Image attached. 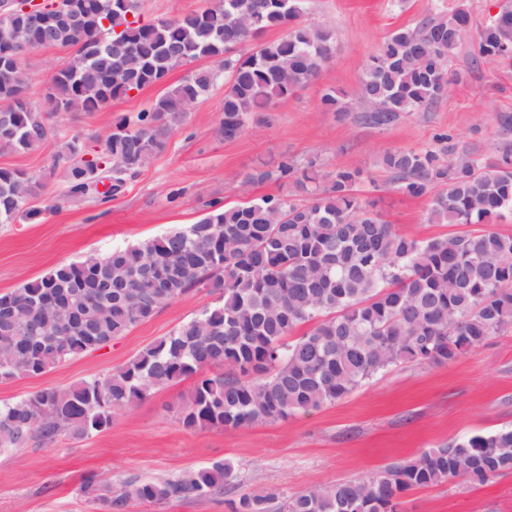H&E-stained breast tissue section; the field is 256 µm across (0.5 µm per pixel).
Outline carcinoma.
<instances>
[{
    "label": "carcinoma",
    "mask_w": 512,
    "mask_h": 512,
    "mask_svg": "<svg viewBox=\"0 0 512 512\" xmlns=\"http://www.w3.org/2000/svg\"><path fill=\"white\" fill-rule=\"evenodd\" d=\"M87 4L78 24L46 38L18 11L0 12L28 52L73 50L46 93L47 110L22 107L23 63H0V150L26 152L57 136L58 112H94L159 85L175 69L222 59L224 101L216 127L239 137L255 114L317 80L332 56V30L301 24L302 0H210L202 11L143 21L129 10L102 15L104 0ZM134 20H129L128 16ZM109 20V26L102 24ZM269 29L277 41L234 50ZM470 34L459 7L416 28L390 32L360 79L358 98L373 126L401 112L426 111L450 90L444 72ZM479 57L512 61V7L479 31ZM213 68L196 67L166 88L135 118L119 117L102 151L84 163L75 137L61 139L67 194L94 191L86 168L100 163L112 195L162 153L187 108L208 94ZM343 91L321 97L326 112H348ZM437 146L387 149L379 158L402 195L428 199L433 224H485L476 233L428 240L394 229L359 194L364 170L342 168L325 178L314 163L282 158L242 184L273 176L286 196L210 205L194 224L147 238L105 256L59 264L40 278L0 294V381L33 377L126 335L168 303L199 288L220 293L202 309L109 374L65 390L44 389L0 404V452L65 430L80 439L110 425L112 409L130 408L181 379L196 378L179 421L187 429L239 428L284 420L348 396L400 363H445L512 328V235L490 224L512 208V148L495 157L460 147L442 135ZM27 172L0 168V223L40 211L13 192L37 196ZM308 329L294 336L297 328ZM221 371L205 373L210 367ZM512 472V425L428 448L369 479L317 485L292 498L274 491L245 493L233 512H397L412 488L454 479L484 483ZM230 465L217 461L177 480L126 483L118 490L88 480L80 493L101 512H125L134 500L164 503L188 495L224 494Z\"/></svg>",
    "instance_id": "1"
}]
</instances>
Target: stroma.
Masks as SVG:
<instances>
[{"label": "stroma", "mask_w": 512, "mask_h": 512, "mask_svg": "<svg viewBox=\"0 0 512 512\" xmlns=\"http://www.w3.org/2000/svg\"><path fill=\"white\" fill-rule=\"evenodd\" d=\"M503 2L303 0L301 21L336 35L333 57L319 79L278 100L232 141L215 134L224 99L223 85H216L190 107L166 150L115 197H68L55 165V141L27 152L0 151V167L24 170L41 184L37 220L0 224V293L58 264L104 255L194 223L208 203L232 205L287 194V185L273 178L241 184L246 174L283 155L315 163L328 175L344 167L364 169L369 177L364 195L378 198L385 219L402 234L430 239L459 233V226L430 223L426 199L398 193L376 159L389 148H423L443 133L484 153L496 150L505 141L496 117L512 113V63L474 59L470 44H462L451 63L462 72L461 82L428 111L400 113L382 127L361 121L364 104L335 114L323 111L320 97L328 88L355 95L367 64L394 29L416 27L462 6L476 32ZM68 57V50L56 47L25 56L27 96L34 108L44 109L52 75ZM161 91L150 86L95 112L60 113L55 121L66 137L78 138L93 153L118 117L149 109ZM216 299L209 289H197L125 336L44 375L0 382V402L104 376ZM193 386V379H183L135 407L113 410L109 426L84 438L61 432L49 443L33 441L0 452V512H98L79 492L88 477L114 490L128 482L175 479L217 461L232 468L223 495L162 504L133 501L126 512H231L232 501L244 493L272 490L290 498L319 484L372 477L424 449L512 425V329L449 363L394 366L345 398L284 421L185 429L178 406ZM403 501L404 512H512V473L482 485L455 479L416 487L405 492Z\"/></svg>", "instance_id": "obj_1"}]
</instances>
